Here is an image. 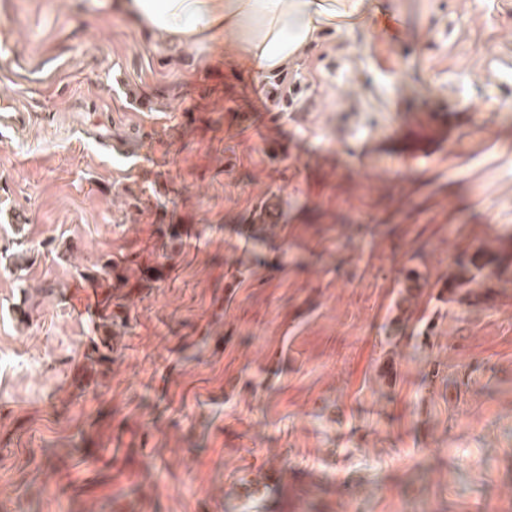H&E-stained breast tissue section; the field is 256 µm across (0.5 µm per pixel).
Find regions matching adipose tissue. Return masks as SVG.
<instances>
[{
    "label": "adipose tissue",
    "instance_id": "adipose-tissue-1",
    "mask_svg": "<svg viewBox=\"0 0 512 512\" xmlns=\"http://www.w3.org/2000/svg\"><path fill=\"white\" fill-rule=\"evenodd\" d=\"M109 6L164 44L221 40L247 67L276 75L306 57L328 30L379 13L380 0H110Z\"/></svg>",
    "mask_w": 512,
    "mask_h": 512
}]
</instances>
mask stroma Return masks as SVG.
Wrapping results in <instances>:
<instances>
[{
    "mask_svg": "<svg viewBox=\"0 0 512 512\" xmlns=\"http://www.w3.org/2000/svg\"><path fill=\"white\" fill-rule=\"evenodd\" d=\"M384 8L394 40L269 76L108 0H0L64 70L0 85L32 114L0 133V512H512V284L438 299L512 232V0ZM133 256L162 275L85 379L87 274Z\"/></svg>",
    "mask_w": 512,
    "mask_h": 512,
    "instance_id": "stroma-1",
    "label": "stroma"
}]
</instances>
